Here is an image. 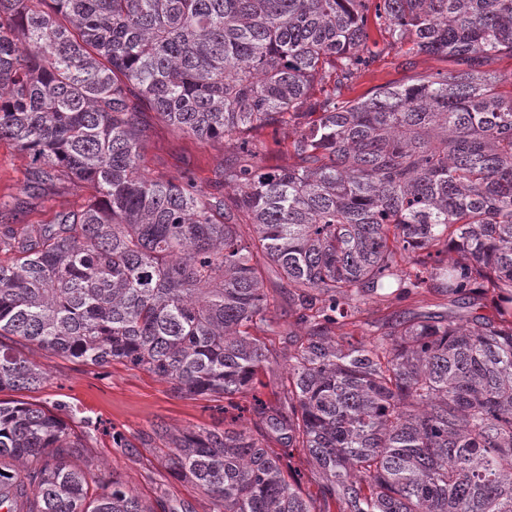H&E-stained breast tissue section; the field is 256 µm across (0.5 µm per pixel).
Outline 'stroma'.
Wrapping results in <instances>:
<instances>
[{
    "label": "stroma",
    "instance_id": "obj_1",
    "mask_svg": "<svg viewBox=\"0 0 512 512\" xmlns=\"http://www.w3.org/2000/svg\"><path fill=\"white\" fill-rule=\"evenodd\" d=\"M368 34L369 46L378 53L373 72L344 89V98H360L374 86L402 85L416 76L444 73L453 67L452 61L442 56L389 54L387 34L376 21H369ZM141 124L142 165L149 176L168 179L187 174L205 191L223 192L224 166L233 162L234 148L180 133L153 112L142 113ZM27 171L25 154L0 141V228L53 223L59 213L79 208L91 194L89 188L69 184L27 191ZM431 314L492 319L496 310L491 301H476L466 295L453 299L433 293L389 297L369 304L363 325L348 324L344 330L368 342L400 319ZM25 354L45 373V382L30 391L0 392L1 399H18L54 412L62 406L73 410L86 420L78 430L85 446L80 461L94 464L96 478L126 483L149 501L169 499L189 504L194 512H209L207 498L192 483L174 475L164 453L149 437L160 423L175 430L223 426V398L180 395L148 371L121 362H112L102 372L82 360L34 346ZM116 432L124 435L126 447L113 443Z\"/></svg>",
    "mask_w": 512,
    "mask_h": 512
}]
</instances>
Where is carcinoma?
Masks as SVG:
<instances>
[{"label": "carcinoma", "mask_w": 512, "mask_h": 512, "mask_svg": "<svg viewBox=\"0 0 512 512\" xmlns=\"http://www.w3.org/2000/svg\"><path fill=\"white\" fill-rule=\"evenodd\" d=\"M397 55L455 68L364 99L368 18ZM512 0H0V141L30 191L85 184L53 224L0 232V392L43 372L17 346L143 368L251 425L154 439L210 512H512ZM239 152L224 193L141 166V114ZM271 130L292 163L267 170ZM273 272L299 310L283 356L258 333ZM491 296L496 319L336 335L386 288ZM270 390L273 401L260 393ZM40 406L0 400V512L152 507L73 463ZM280 449H275V446Z\"/></svg>", "instance_id": "cac0c4a2"}]
</instances>
